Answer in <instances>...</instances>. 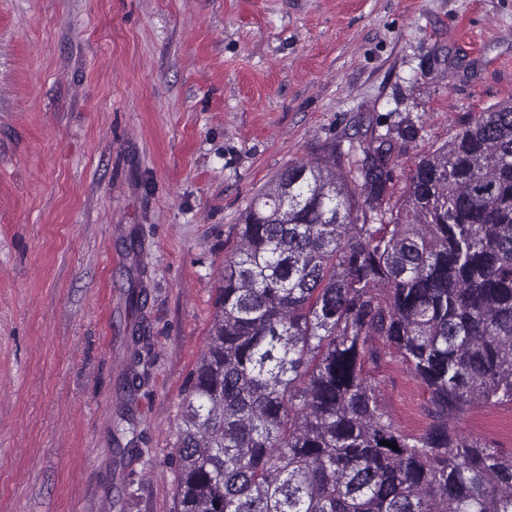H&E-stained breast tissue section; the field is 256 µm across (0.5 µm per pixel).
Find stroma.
I'll return each mask as SVG.
<instances>
[{
  "instance_id": "stroma-1",
  "label": "stroma",
  "mask_w": 512,
  "mask_h": 512,
  "mask_svg": "<svg viewBox=\"0 0 512 512\" xmlns=\"http://www.w3.org/2000/svg\"><path fill=\"white\" fill-rule=\"evenodd\" d=\"M511 98L512 0H0V512H174L179 404L256 193L385 134L401 194ZM365 368L423 429L406 367Z\"/></svg>"
}]
</instances>
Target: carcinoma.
Segmentation results:
<instances>
[{"instance_id": "obj_1", "label": "carcinoma", "mask_w": 512, "mask_h": 512, "mask_svg": "<svg viewBox=\"0 0 512 512\" xmlns=\"http://www.w3.org/2000/svg\"><path fill=\"white\" fill-rule=\"evenodd\" d=\"M384 140L356 167L334 147L288 164L241 213L175 512H512V454L454 426L512 404V99L424 154L387 213ZM387 358L428 393L419 433L365 372Z\"/></svg>"}]
</instances>
